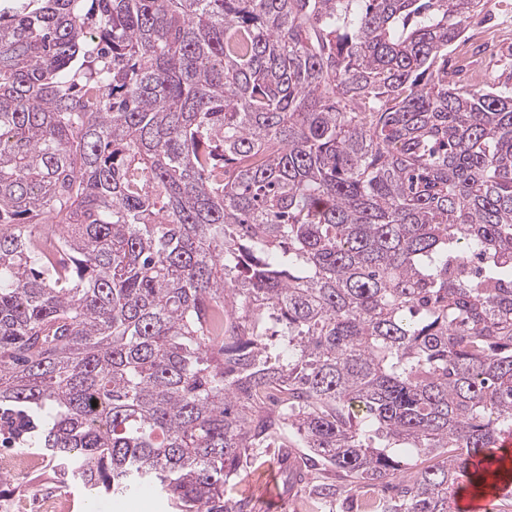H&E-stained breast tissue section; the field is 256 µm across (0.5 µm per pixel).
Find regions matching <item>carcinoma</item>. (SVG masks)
I'll list each match as a JSON object with an SVG mask.
<instances>
[{
    "label": "carcinoma",
    "instance_id": "obj_1",
    "mask_svg": "<svg viewBox=\"0 0 512 512\" xmlns=\"http://www.w3.org/2000/svg\"><path fill=\"white\" fill-rule=\"evenodd\" d=\"M483 6L0 0V441L176 512H248L285 427L385 512L512 486V84L448 72Z\"/></svg>",
    "mask_w": 512,
    "mask_h": 512
}]
</instances>
